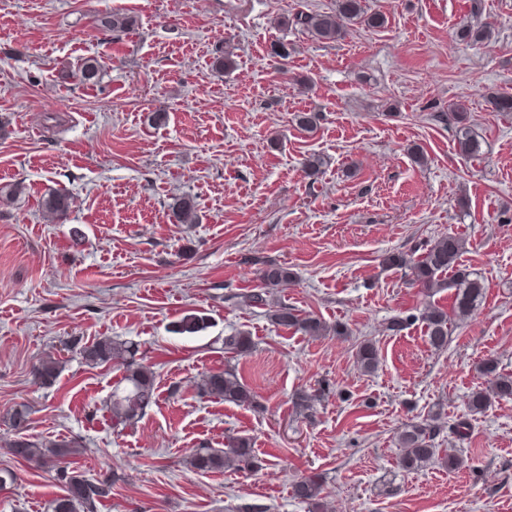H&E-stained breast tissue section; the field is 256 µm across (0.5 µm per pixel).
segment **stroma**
I'll return each instance as SVG.
<instances>
[{"instance_id":"stroma-1","label":"stroma","mask_w":512,"mask_h":512,"mask_svg":"<svg viewBox=\"0 0 512 512\" xmlns=\"http://www.w3.org/2000/svg\"><path fill=\"white\" fill-rule=\"evenodd\" d=\"M365 5L385 27L354 25L325 45L279 22L336 0H0V468L17 474L0 512H47L63 492L8 453L5 415L18 404L31 409L29 438H76L78 470L112 478L97 512H308L292 484L310 474L335 512H512V399L467 408L480 359L512 373V112L488 102L512 94V0H481L480 21L495 26L483 44L453 34L472 0ZM112 10L138 27L102 36L96 20ZM278 38L294 47L288 59L268 54ZM224 46L236 64L219 74ZM90 57L102 70L84 84L75 72ZM456 103L479 155L460 154L453 128L434 119ZM300 112L317 114L316 131L298 126ZM415 145L427 165L412 161ZM312 154L326 161L315 179L302 170ZM51 190L74 197L67 218L44 216ZM182 195L198 223H174ZM445 233L466 239L462 261L484 294L437 351L421 322L388 325L429 302L451 306L453 291L408 286L382 258ZM270 261L296 274L278 301L347 335L312 340L245 306ZM188 314L206 329L173 333ZM238 330L257 349L236 359L224 338ZM77 336L133 342L153 366L159 398L140 420H112L122 373L86 365ZM365 340L380 353L372 375L355 363ZM45 354L62 367L49 388L32 375ZM226 367L258 409L196 396L200 374ZM323 385L315 419L296 415L294 392ZM436 407L471 422L466 439L449 429L436 439L462 466L403 470L397 431ZM230 435L252 438L257 470L187 466L192 449Z\"/></svg>"}]
</instances>
